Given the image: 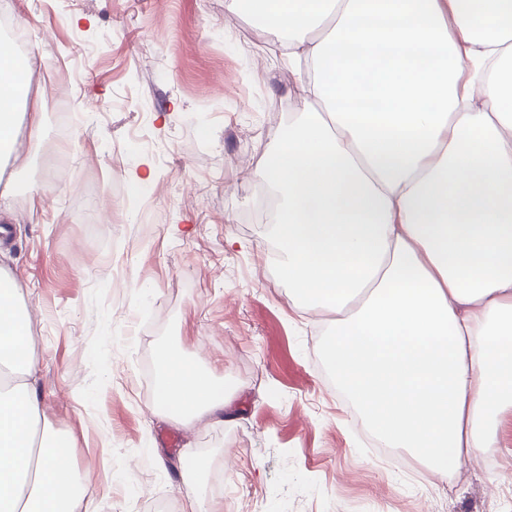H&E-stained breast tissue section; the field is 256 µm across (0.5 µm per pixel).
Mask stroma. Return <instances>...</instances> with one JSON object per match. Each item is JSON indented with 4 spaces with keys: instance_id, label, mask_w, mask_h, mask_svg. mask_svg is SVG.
I'll list each match as a JSON object with an SVG mask.
<instances>
[{
    "instance_id": "1",
    "label": "stroma",
    "mask_w": 512,
    "mask_h": 512,
    "mask_svg": "<svg viewBox=\"0 0 512 512\" xmlns=\"http://www.w3.org/2000/svg\"><path fill=\"white\" fill-rule=\"evenodd\" d=\"M30 81L0 153V270L25 290L41 408L72 441L88 512L185 498L217 512H512V408L456 480L382 456L288 300L260 157L307 102L231 0H0ZM67 113L56 129L51 113ZM64 154V171L46 164ZM200 358L233 415L156 414L158 354Z\"/></svg>"
}]
</instances>
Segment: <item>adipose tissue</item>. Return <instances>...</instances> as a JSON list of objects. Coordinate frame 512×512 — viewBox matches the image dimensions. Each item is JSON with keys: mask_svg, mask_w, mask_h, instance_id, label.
Returning <instances> with one entry per match:
<instances>
[{"mask_svg": "<svg viewBox=\"0 0 512 512\" xmlns=\"http://www.w3.org/2000/svg\"><path fill=\"white\" fill-rule=\"evenodd\" d=\"M311 111L263 154L294 305L337 314L322 351L388 447L447 475L512 407V0H232ZM29 69L0 42V147ZM24 290L0 275V512H77L68 440L41 426ZM162 415L222 418L195 360L158 359Z\"/></svg>", "mask_w": 512, "mask_h": 512, "instance_id": "1", "label": "adipose tissue"}]
</instances>
